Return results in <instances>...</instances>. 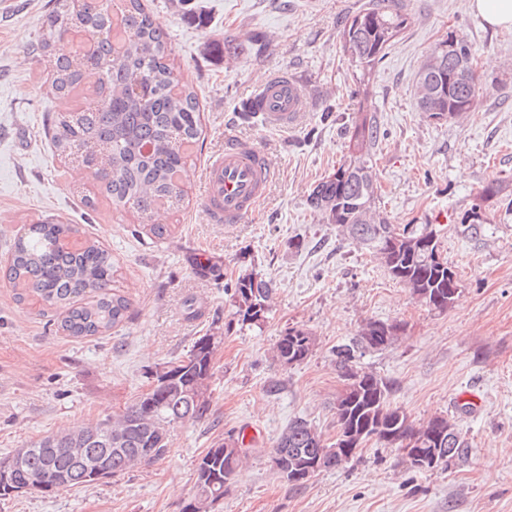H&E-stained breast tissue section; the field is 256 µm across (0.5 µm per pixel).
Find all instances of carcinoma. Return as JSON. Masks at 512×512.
<instances>
[{
	"instance_id": "obj_1",
	"label": "carcinoma",
	"mask_w": 512,
	"mask_h": 512,
	"mask_svg": "<svg viewBox=\"0 0 512 512\" xmlns=\"http://www.w3.org/2000/svg\"><path fill=\"white\" fill-rule=\"evenodd\" d=\"M118 38H112L114 21L101 0H85L83 9L71 11L67 0H57L53 24L57 32L31 46V51L54 58L53 84L62 98L85 92L86 106L75 115H57L49 120L47 133L56 151L64 153L79 140L96 148L99 166L94 178L116 206L130 204L150 216L162 204L178 196L175 175L182 171V146L198 140L199 102L187 87L175 93L168 64L167 34L158 27L142 0H125ZM407 18L398 0H372L371 6L344 25V52L360 73L370 70L395 38L406 28ZM90 31L95 40L94 59L65 50L72 29ZM442 58L432 69L429 61ZM461 57H473L467 42L452 34L431 50L416 80V107L421 112H443L446 120L475 107L479 91L476 71L462 74ZM375 115L359 108L352 116L348 157L320 180L308 197L309 206L323 221L336 225L344 239L377 257L389 275L409 288L411 294L432 310L452 307L459 290L457 273L448 261L434 259L440 251L437 231L429 224L399 229L377 210V179L372 157L378 143ZM500 193L496 183L483 188L479 202L463 218L464 231L479 235L483 203ZM78 232L74 224L41 221L29 225L11 248L3 277L15 288L32 290L48 305L66 308L60 329L73 338L99 336L120 324L130 303L114 288L112 253L95 243L76 251L63 246V239ZM275 292L273 281L249 273L237 278L231 297L241 324L255 325L265 319ZM95 294L83 306L74 299ZM405 331L402 322H368L352 341L336 350V366L345 386L336 396V442L328 445L304 419L292 421L272 448L280 478L300 485L308 478L293 474L309 469L319 459L318 471L338 467L361 455L373 440L406 457L420 470L417 458L428 461L427 469H446L467 460L468 439L448 418L435 416L419 425L399 407L391 405L390 386L355 364L356 353L381 350ZM220 340L212 333L199 337L182 359L159 366L155 384L125 409L94 425L49 433L0 459L8 465L9 490L39 480L51 494L72 487L94 485L83 467L89 456H103L107 477L149 466L169 448V426L200 420L210 411L209 382ZM315 346L306 329L291 327L275 345V357L283 365L300 364ZM239 439L230 435L215 443L197 464V485L185 512H210L204 507L209 496L224 498L237 469L246 458Z\"/></svg>"
}]
</instances>
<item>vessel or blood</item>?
<instances>
[{
	"mask_svg": "<svg viewBox=\"0 0 512 512\" xmlns=\"http://www.w3.org/2000/svg\"><path fill=\"white\" fill-rule=\"evenodd\" d=\"M259 122L269 129H289L307 108L297 82L287 73L267 77L248 99ZM276 169L252 142L226 140L224 150L213 156L205 169L202 200L213 223L239 224L251 215L271 187Z\"/></svg>",
	"mask_w": 512,
	"mask_h": 512,
	"instance_id": "b4317fda",
	"label": "vessel or blood"
}]
</instances>
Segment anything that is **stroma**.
<instances>
[{
    "label": "stroma",
    "mask_w": 512,
    "mask_h": 512,
    "mask_svg": "<svg viewBox=\"0 0 512 512\" xmlns=\"http://www.w3.org/2000/svg\"><path fill=\"white\" fill-rule=\"evenodd\" d=\"M169 38V64L200 105L202 134L186 146L181 196L145 217L113 205L77 162L52 150L44 129L81 96L56 98L48 58L29 51L47 37L54 0H0V268L28 225L53 216L77 225L71 247L112 254L128 319L101 336L59 330L62 309L0 281V458L43 435L120 413L152 383L159 364L184 357L208 332L221 335L210 380L211 414L172 425L166 456L87 488L0 499V512H185L197 463L228 435L243 434L248 462L214 512H512V31L486 26L468 0H399L407 26L365 78L341 47L348 17L367 0H197L206 27L177 0H143ZM464 38L479 93L472 112L439 124L415 104V77L434 45ZM237 50L216 58L213 42ZM285 71L311 102L291 131L241 118L260 82ZM374 112L378 201L392 224H430L458 276L459 294L432 310L384 265L345 240L308 204L310 190L347 154L358 106ZM255 142L277 178L243 223H211L201 200L211 156L228 136ZM480 235L464 214L490 181ZM170 229L155 239L150 224ZM210 261L200 270L199 258ZM255 272L273 279L266 321L238 324L224 287ZM369 321L406 332L357 360L391 386L392 405L414 422L445 416L472 454L450 469L416 472L395 449L368 442L360 457L301 485L277 474L271 449L301 418L336 439L334 402L344 386L334 350ZM316 339L303 363L274 357L288 328ZM280 383L271 394L268 381Z\"/></svg>",
    "instance_id": "35a3bbf8"
}]
</instances>
